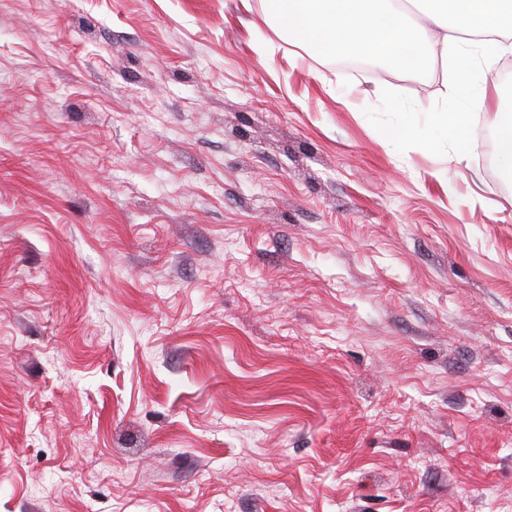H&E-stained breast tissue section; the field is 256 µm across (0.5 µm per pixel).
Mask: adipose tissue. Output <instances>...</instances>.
Listing matches in <instances>:
<instances>
[{"instance_id":"1","label":"adipose tissue","mask_w":512,"mask_h":512,"mask_svg":"<svg viewBox=\"0 0 512 512\" xmlns=\"http://www.w3.org/2000/svg\"><path fill=\"white\" fill-rule=\"evenodd\" d=\"M267 18L318 53L378 57L392 67L418 69L442 57L459 85L479 82L460 58L478 48L512 53V0H414L427 24L410 20L393 0H262Z\"/></svg>"}]
</instances>
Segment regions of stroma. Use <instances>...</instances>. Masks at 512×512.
Returning <instances> with one entry per match:
<instances>
[{
	"label": "stroma",
	"mask_w": 512,
	"mask_h": 512,
	"mask_svg": "<svg viewBox=\"0 0 512 512\" xmlns=\"http://www.w3.org/2000/svg\"><path fill=\"white\" fill-rule=\"evenodd\" d=\"M486 78L444 131L260 0H0V512H512Z\"/></svg>",
	"instance_id": "1"
}]
</instances>
